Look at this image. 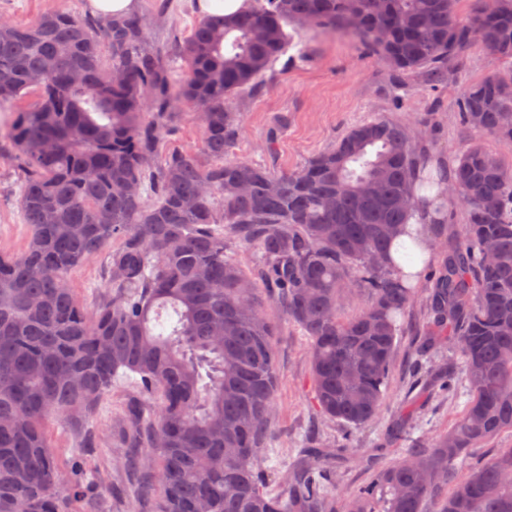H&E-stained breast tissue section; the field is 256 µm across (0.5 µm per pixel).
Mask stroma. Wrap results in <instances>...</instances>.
<instances>
[{
  "label": "stroma",
  "mask_w": 512,
  "mask_h": 512,
  "mask_svg": "<svg viewBox=\"0 0 512 512\" xmlns=\"http://www.w3.org/2000/svg\"><path fill=\"white\" fill-rule=\"evenodd\" d=\"M156 0H140L154 41L172 47L174 39L188 34L197 21L192 0H168L157 12ZM88 12V0H0V17L19 24L36 21L55 9ZM295 44L288 57L275 64L264 87L238 96L236 111L242 128L232 154L281 173L294 170L313 156L327 151L352 127L384 117L413 127L424 126L433 143L425 170L441 163L452 164L457 152L472 138L460 121L459 96L463 85L482 80L497 69V62L483 50L471 49L457 80L430 90L417 77L396 79L390 67L369 54L356 40L344 34L317 38L306 32L293 34ZM201 129L189 108L177 114L159 154L194 150L200 145ZM19 171L9 157L0 156V250L24 248L29 229L18 205ZM104 260H88L70 274L76 298L86 308L96 307L105 297L102 287ZM269 313L277 325L273 338L278 368V390L273 415L268 467L296 457L308 435L317 433L329 442L351 437L353 450L336 460L338 490L358 485L370 476L365 461L379 456L382 463L398 460L403 444L386 443L391 426L402 416L408 401L418 394L405 364L414 345L426 333L421 306H414L403 320L397 340L392 390L381 415L370 424L349 429L321 417L313 400L308 362V341L293 322L277 308ZM145 399L134 379L113 383L91 413L79 418L53 420L48 428L58 461L69 483L80 485L83 497L72 503L73 512H157L159 493L147 489V478L130 463L127 419ZM465 398L427 399L413 427L418 436H431L447 429L463 410Z\"/></svg>",
  "instance_id": "obj_1"
}]
</instances>
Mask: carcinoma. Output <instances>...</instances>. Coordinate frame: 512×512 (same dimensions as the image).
I'll return each mask as SVG.
<instances>
[{"label": "carcinoma", "instance_id": "obj_1", "mask_svg": "<svg viewBox=\"0 0 512 512\" xmlns=\"http://www.w3.org/2000/svg\"><path fill=\"white\" fill-rule=\"evenodd\" d=\"M458 2L252 0L232 19L197 21L172 55L141 14L0 20V112L13 114L0 142L21 167L30 230L23 250L0 253V512H64L45 423L91 412L121 370L155 399L133 427L157 471L159 512H336L327 454L312 444L283 464L279 492L268 490L278 373L265 303L309 339L320 415L370 423L390 390L398 319L418 297L390 251L422 204L429 224L413 241L433 257L413 371L436 397L464 389L468 400L448 430L413 440L349 492L344 509L426 512L447 485L437 512H512V447L468 462L512 430V162L482 142L512 141V0H474L464 17ZM299 18L434 87L476 47L504 67L462 88L459 116L475 139L440 170L435 199L416 191L424 134L411 141L406 125L385 118L291 172L229 158L241 130L231 102L287 54L286 27ZM198 99L207 103L201 147L158 158L174 107ZM452 198L464 206V232L438 250ZM235 247L253 253L259 276L228 254ZM102 253L109 296L88 310L69 275ZM358 292L366 304L341 318ZM445 344L454 359L432 364ZM420 410L410 405L387 441L405 436Z\"/></svg>", "mask_w": 512, "mask_h": 512}]
</instances>
